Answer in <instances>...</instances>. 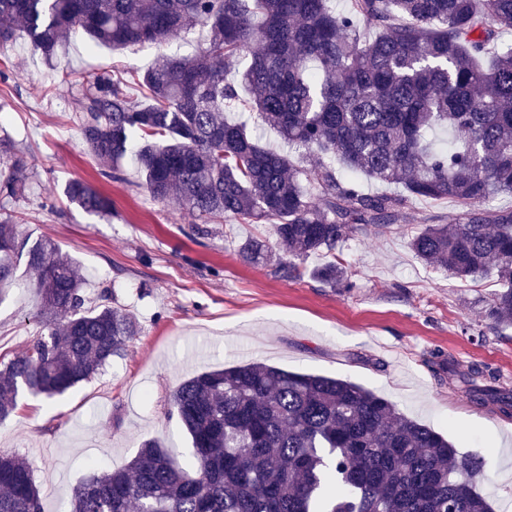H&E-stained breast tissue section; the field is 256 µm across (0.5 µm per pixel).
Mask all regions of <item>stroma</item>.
<instances>
[{
  "label": "stroma",
  "mask_w": 512,
  "mask_h": 512,
  "mask_svg": "<svg viewBox=\"0 0 512 512\" xmlns=\"http://www.w3.org/2000/svg\"><path fill=\"white\" fill-rule=\"evenodd\" d=\"M198 28L162 51H193ZM157 47L88 48L76 36L53 63L32 56L19 38L0 61V136L29 157L23 197L7 204L28 242L52 240L72 258L89 305L132 314L139 332L123 357L93 380L53 401L21 397L0 423V452L29 462L44 512H66L74 488L97 472L123 468L142 441L165 445L188 462L190 440L168 414L179 384L236 362L350 380L396 404L405 417L448 434L460 452L486 460L476 489L493 512L512 507V418L474 405L438 375L454 359L495 371L512 385V327L483 318L497 284L461 281L420 262L409 241L426 224H449L454 203L415 200L381 233L356 234L337 254L351 286L314 278L326 254L301 261V278L277 276L281 252L267 222H216L197 232L189 215L154 201L138 185L133 162L120 178L101 175L73 119L80 79L103 71H141ZM76 80L64 83V72ZM80 179L112 202L106 216L69 204L67 183ZM257 238L272 260L243 263L238 249ZM0 302V358L22 354L39 332V308L25 255Z\"/></svg>",
  "instance_id": "obj_1"
}]
</instances>
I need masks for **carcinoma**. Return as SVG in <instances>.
<instances>
[{
    "mask_svg": "<svg viewBox=\"0 0 512 512\" xmlns=\"http://www.w3.org/2000/svg\"><path fill=\"white\" fill-rule=\"evenodd\" d=\"M208 29L187 55L160 54L126 78L101 73L73 99L79 130L101 174L114 178L133 139L142 187L197 224L216 218L272 224L288 259L332 252L356 230L382 231L407 203L448 199L452 224H427L411 240L421 262L461 281L492 277L484 310L512 326V0H0V52L25 31L49 62L72 35L112 49L162 44ZM143 101L133 100V89ZM255 112L288 155L246 122ZM454 136L446 147L431 134ZM26 154L0 141V199L24 188ZM397 185L369 194L358 177ZM65 195L103 215L110 199L82 180ZM26 252L41 300L40 334L0 362V421L25 390L52 400L98 376L123 354L136 322L110 305L86 306L71 259L53 243L26 246L0 217V300ZM246 263L266 245L239 248ZM347 282L334 261L314 271ZM469 400L512 418V388L490 369L439 363ZM171 412L189 436L185 468L154 441L123 469L88 476L69 512H493L476 491L484 458L404 418L391 401L350 381L262 363L200 372L175 390ZM0 512H42L30 465L0 454Z\"/></svg>",
    "mask_w": 512,
    "mask_h": 512,
    "instance_id": "carcinoma-1",
    "label": "carcinoma"
}]
</instances>
